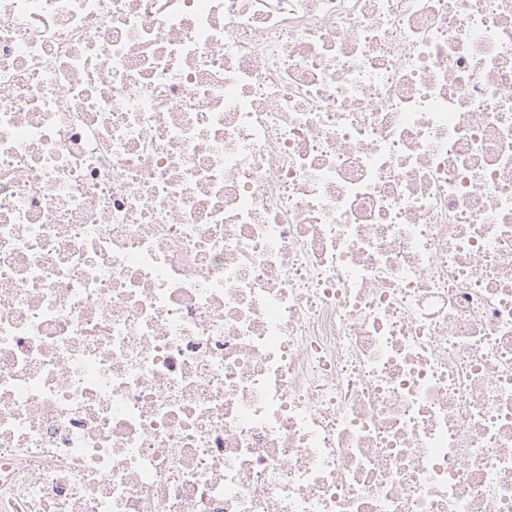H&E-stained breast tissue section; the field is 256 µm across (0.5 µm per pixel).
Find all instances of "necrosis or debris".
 <instances>
[{"label":"necrosis or debris","instance_id":"obj_1","mask_svg":"<svg viewBox=\"0 0 512 512\" xmlns=\"http://www.w3.org/2000/svg\"><path fill=\"white\" fill-rule=\"evenodd\" d=\"M0 512H512V0H0Z\"/></svg>","mask_w":512,"mask_h":512}]
</instances>
